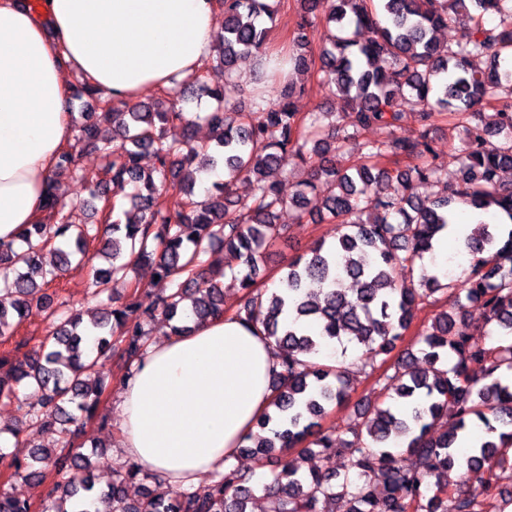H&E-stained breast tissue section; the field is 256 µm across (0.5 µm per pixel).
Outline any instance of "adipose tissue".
Wrapping results in <instances>:
<instances>
[{
	"mask_svg": "<svg viewBox=\"0 0 512 512\" xmlns=\"http://www.w3.org/2000/svg\"><path fill=\"white\" fill-rule=\"evenodd\" d=\"M215 37L214 0H0V240L42 220L73 143L67 72L130 104L190 77ZM279 369L259 328L224 315L148 345L117 396L125 456L167 487L223 471Z\"/></svg>",
	"mask_w": 512,
	"mask_h": 512,
	"instance_id": "adipose-tissue-1",
	"label": "adipose tissue"
}]
</instances>
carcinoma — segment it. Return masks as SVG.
I'll return each mask as SVG.
<instances>
[{
  "mask_svg": "<svg viewBox=\"0 0 512 512\" xmlns=\"http://www.w3.org/2000/svg\"><path fill=\"white\" fill-rule=\"evenodd\" d=\"M300 21L288 42L289 71L315 68L309 44L320 25L330 28L320 54L322 83L345 100L351 124L335 120L323 128L319 115L296 112L294 98L303 92L285 80L276 102L248 110L224 101V90L209 82V64L158 102L126 111L89 82L72 93L87 95L96 111L82 113L76 144L90 146L104 160L103 175L79 172L76 152L61 154L56 177L78 176L96 187L90 208L99 224L75 225L68 204L51 181L45 196L46 217L24 226L18 242H0V339L14 334L32 304L49 311L54 330L43 342L45 354L30 358L0 354V403L23 412L11 428L53 435L50 448H35L28 459L5 464L11 475L44 481L52 475L42 512H88L87 502L108 504L107 512H248L256 487L230 461L214 474L208 489H170L158 483L139 499L127 484L150 478L132 465L107 489H96L91 461L80 442L97 419L105 391L96 367L117 351L125 366L138 361L148 345V323L161 319L176 334L183 324L184 302L201 322L224 313V289L241 292L235 311L240 320L262 327L279 357L281 371L272 381L274 412L257 427L274 420V437L259 434L239 449L262 459L275 458L272 481L261 490L266 512H321L319 504L347 499L351 512H483L480 497L491 488L486 477L504 461L501 449L512 447V230L499 239L498 227L484 220L466 239L462 291L448 310L436 315L419 354L406 353L395 372L384 378L380 399L357 410L362 422L347 428L351 438L321 432L326 406L348 397L351 380L344 362L320 357L322 348L348 340L369 353L363 367L386 363L409 328L414 312L454 289V280L425 270L417 283L400 284L393 273L414 267L432 252V240L445 229L457 204L503 213L512 222V188L500 173L512 168V0H299ZM224 34L218 38V62L228 77L238 64L264 55L273 20L269 0H221ZM474 21L455 44L438 38L457 16ZM487 16L499 17L489 24ZM204 95L214 107L201 121L210 139H193L195 121L181 102ZM493 110L489 122L465 127L458 148L460 181L451 192L421 198L415 184L436 178L433 146L437 117L468 115L476 106ZM421 129L413 139L398 135L407 114ZM112 135L103 134V126ZM380 126L385 140L360 141L361 131ZM361 161L348 168L336 163L351 151ZM151 153L157 167L142 165ZM320 156L308 180L287 198L272 170ZM382 158L425 159L405 169L379 165ZM224 164V184L201 197L191 183L194 173ZM238 181L252 186L250 195L231 198ZM169 202L162 201L165 195ZM128 197L135 212L120 210ZM311 204L321 219L341 226L337 243L323 242L288 262L281 287L262 290L256 275L263 250L288 235L277 223L287 207ZM238 260L231 275L212 257L215 243ZM107 266L94 269L91 310L59 314L46 287L71 265L82 263L90 246ZM53 261L46 262V255ZM149 265L169 288L142 307L137 269ZM228 280L224 284L221 279ZM130 291L114 304L112 283ZM478 304L484 332L468 322V305ZM479 363L482 375L471 372ZM38 394L34 403L19 397V387ZM438 422L446 431H432ZM415 459L403 465L396 438ZM330 457L345 453L352 472L336 481L328 469L300 471L289 458L293 450ZM463 464L469 484L449 492L448 471ZM31 505L0 491V512H30Z\"/></svg>",
  "mask_w": 512,
  "mask_h": 512,
  "instance_id": "1",
  "label": "carcinoma"
}]
</instances>
